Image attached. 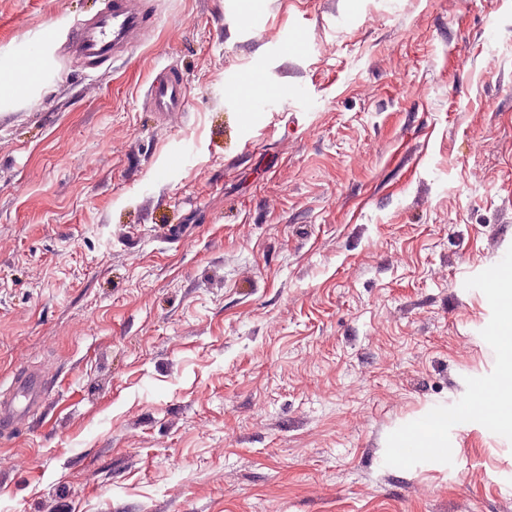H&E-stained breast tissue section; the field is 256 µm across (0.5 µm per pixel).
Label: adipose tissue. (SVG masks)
<instances>
[{
    "label": "adipose tissue",
    "instance_id": "adipose-tissue-1",
    "mask_svg": "<svg viewBox=\"0 0 512 512\" xmlns=\"http://www.w3.org/2000/svg\"><path fill=\"white\" fill-rule=\"evenodd\" d=\"M52 34L41 30L0 54V106L10 105L33 95L45 80L27 64L31 55L44 53ZM448 411L440 405L431 406L415 424L405 426L392 442L396 460L405 462L420 452L438 458L448 452Z\"/></svg>",
    "mask_w": 512,
    "mask_h": 512
}]
</instances>
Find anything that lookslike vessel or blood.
Instances as JSON below:
<instances>
[{
	"label": "vessel or blood",
	"instance_id": "vessel-or-blood-1",
	"mask_svg": "<svg viewBox=\"0 0 512 512\" xmlns=\"http://www.w3.org/2000/svg\"><path fill=\"white\" fill-rule=\"evenodd\" d=\"M154 26L155 19L144 8L143 0H104L94 17L73 23L67 45L70 54L86 61L114 59L141 45ZM232 94L240 110L250 111L262 100L275 97L276 91L267 87L258 74L249 73L234 83ZM146 97L159 117H171L186 107V81L178 70L163 68L153 78ZM44 402L39 375L15 377L7 389L0 391V431L14 433L28 413Z\"/></svg>",
	"mask_w": 512,
	"mask_h": 512
}]
</instances>
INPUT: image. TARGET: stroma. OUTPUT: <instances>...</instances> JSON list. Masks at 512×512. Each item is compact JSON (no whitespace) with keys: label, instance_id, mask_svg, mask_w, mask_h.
<instances>
[{"label":"stroma","instance_id":"35a3bbf8","mask_svg":"<svg viewBox=\"0 0 512 512\" xmlns=\"http://www.w3.org/2000/svg\"><path fill=\"white\" fill-rule=\"evenodd\" d=\"M249 2L149 0L88 67L100 0H0V51L54 31L0 109V382L50 371L0 512H512V431L463 409L504 373L512 0ZM249 72L281 94L246 114ZM434 404L447 457L394 463ZM145 0H104L91 19L77 20L67 40L68 54L86 61L114 59L130 53L152 32L155 18ZM153 112L160 118L185 111L187 86L184 76L176 69L165 67L152 80L146 92Z\"/></svg>","mask_w":512,"mask_h":512}]
</instances>
